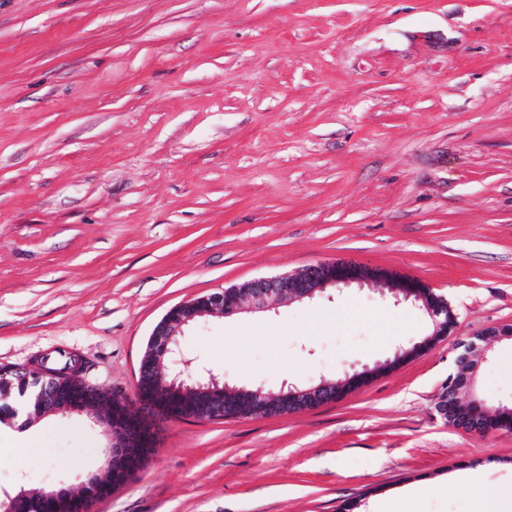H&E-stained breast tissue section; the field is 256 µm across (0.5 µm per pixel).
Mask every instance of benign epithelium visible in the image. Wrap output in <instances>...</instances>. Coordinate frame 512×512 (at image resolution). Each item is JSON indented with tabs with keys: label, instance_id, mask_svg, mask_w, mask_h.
<instances>
[{
	"label": "benign epithelium",
	"instance_id": "1",
	"mask_svg": "<svg viewBox=\"0 0 512 512\" xmlns=\"http://www.w3.org/2000/svg\"><path fill=\"white\" fill-rule=\"evenodd\" d=\"M367 282L381 284V292H389L395 302H409L430 318L433 331L429 337L417 344L420 351L428 350L436 341L449 334L448 301L428 290V286L422 281L353 262H320L293 274L252 279L174 306L154 326L141 365L150 366L155 376H161L162 357L174 352L177 337L184 334L185 327L205 315L219 313L229 317L246 308L259 312L270 311L285 301L312 299L328 288L342 290ZM508 337L512 338V325L491 326L476 334L474 340L463 345V350L455 358L457 379L451 386L442 389L436 404V409L443 419L449 418L455 422L456 427L476 434L489 432L483 420L459 413L457 395L461 390L470 388L474 381L477 361L472 359L471 352L484 342L490 346L493 341ZM412 358V351H398L394 359L378 362L371 368L365 367L360 371L347 373L345 379L338 382L322 379L317 384L305 387L290 385L288 389H282L277 393L264 394L260 388L255 390L231 387L227 384L224 385L223 391L237 396L235 413L239 418L288 415L336 402L342 395L364 386L380 374ZM189 390L195 392L198 395L197 401L206 403V406L200 410L192 407L179 415V418L196 421L224 419V406L210 403L215 390L213 385L198 382L190 386ZM108 408L109 404L99 401L78 410L79 414H86L93 422L104 426L111 435V452L107 455L106 466L99 472L89 475L81 485L82 498L87 501L89 512H94L99 500L112 495L115 487L106 482V477L112 474V467L125 459L127 449L136 446L133 437L121 429L112 428V416ZM35 492L52 499L58 512H69L72 503L70 488H37Z\"/></svg>",
	"mask_w": 512,
	"mask_h": 512
}]
</instances>
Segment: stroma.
<instances>
[{
	"mask_svg": "<svg viewBox=\"0 0 512 512\" xmlns=\"http://www.w3.org/2000/svg\"><path fill=\"white\" fill-rule=\"evenodd\" d=\"M339 259L422 280L453 334L314 410L152 418L95 512H477L512 484V431L436 412L458 344L512 324V0H0V365L79 352L135 411L172 307ZM429 328L370 282L202 317L170 369L309 385ZM475 398L512 401L511 339ZM108 443L72 414L1 426L0 495L79 488Z\"/></svg>",
	"mask_w": 512,
	"mask_h": 512,
	"instance_id": "1",
	"label": "stroma"
}]
</instances>
